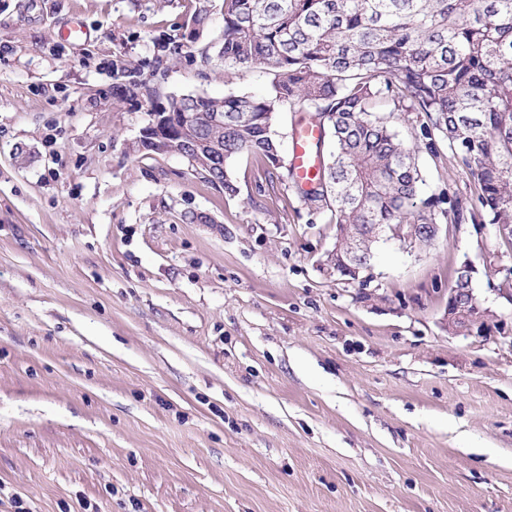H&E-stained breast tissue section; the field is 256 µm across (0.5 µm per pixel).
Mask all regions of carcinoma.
Here are the masks:
<instances>
[{"instance_id": "carcinoma-1", "label": "carcinoma", "mask_w": 512, "mask_h": 512, "mask_svg": "<svg viewBox=\"0 0 512 512\" xmlns=\"http://www.w3.org/2000/svg\"><path fill=\"white\" fill-rule=\"evenodd\" d=\"M222 41L202 49L224 64V78L261 69V96L229 92L169 95L112 64L115 88L156 102V112H195L196 135L209 141L189 161L211 182L216 157L241 154L281 166L273 127L287 109L319 130L316 149L331 143L313 186L300 191L312 211L336 225V271L365 265L373 248L350 240L378 224L399 241L424 242L435 224H495L512 252V0H222ZM419 123L421 142L401 139L379 103ZM223 117L213 126L209 118ZM449 153L474 187L471 208L445 192L422 194L420 153Z\"/></svg>"}]
</instances>
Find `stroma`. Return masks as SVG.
<instances>
[{"instance_id": "35a3bbf8", "label": "stroma", "mask_w": 512, "mask_h": 512, "mask_svg": "<svg viewBox=\"0 0 512 512\" xmlns=\"http://www.w3.org/2000/svg\"><path fill=\"white\" fill-rule=\"evenodd\" d=\"M199 5L0 0V512H512V300L480 276L489 330L447 321L492 229L378 244L359 285L288 177L298 113L282 167L230 163L234 195L132 152L150 105L115 60L165 95L269 86L202 66L224 20L194 35ZM134 68L124 62L112 63V78L116 90L131 93L133 96H142L150 101L158 100L159 88L149 82L135 80Z\"/></svg>"}]
</instances>
